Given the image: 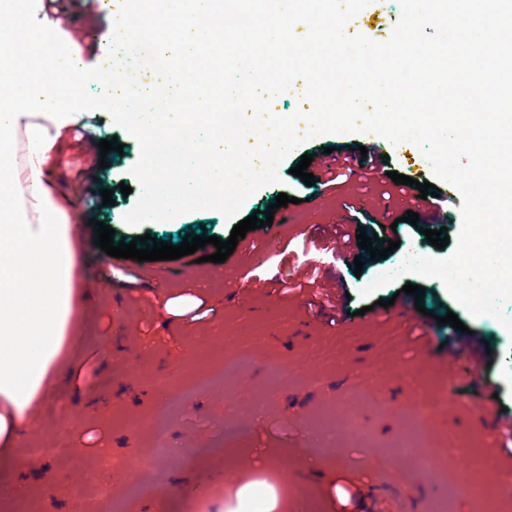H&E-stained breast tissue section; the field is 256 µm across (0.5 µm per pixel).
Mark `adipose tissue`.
Returning <instances> with one entry per match:
<instances>
[{"mask_svg":"<svg viewBox=\"0 0 512 512\" xmlns=\"http://www.w3.org/2000/svg\"><path fill=\"white\" fill-rule=\"evenodd\" d=\"M45 18L0 55V149L23 145L20 162L0 159V447L24 432L27 410L61 368L64 347L81 317L74 305L76 255L71 211L62 204L54 160L77 122L83 78L55 49ZM38 73L24 77L19 58L35 55Z\"/></svg>","mask_w":512,"mask_h":512,"instance_id":"obj_1","label":"adipose tissue"}]
</instances>
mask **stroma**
Listing matches in <instances>:
<instances>
[{"mask_svg":"<svg viewBox=\"0 0 512 512\" xmlns=\"http://www.w3.org/2000/svg\"><path fill=\"white\" fill-rule=\"evenodd\" d=\"M94 0H19L26 15L48 16L55 24V42L75 51L80 68L101 65L113 27ZM397 0H371L345 32L388 40L400 18ZM95 31L94 40L81 38ZM82 124L92 139L69 133L58 176L77 222L71 236L78 252L76 284L84 294V320L65 352V368L48 381L45 393L28 410L30 427L10 453H0V512H11L13 499L28 503V512H66V501L86 488L89 472L112 487V499L122 512H219L235 504L238 490L249 483L273 487L275 512H386L375 495L379 486L415 494L417 512H512L500 495L491 499H455L450 474L442 460L458 437L467 438L463 451L486 479L500 449L484 425L473 422L467 402H486L512 413V334L494 317H474L454 301L435 278L403 275L375 295L362 297L387 259L362 255L355 269L353 255L336 259L331 251L305 252L313 226L338 224L348 233L364 228L367 235L397 238L402 248L424 246L427 256H448V249L428 245L420 228L403 222L406 211L421 212L422 200L385 202L382 193L391 179L368 181L351 176L336 185L308 186L291 174L302 155L322 157L328 147L354 157L359 147L384 153L385 170L419 182H434L432 167L412 142L392 144L375 133L325 134L295 148L278 166L277 183L262 187L244 204L242 216L266 210L278 193L288 191L297 202L285 222L252 246L237 244L225 262H210L213 245L196 256L177 260L137 262L108 256L96 247L92 220L111 225L115 240L131 241L145 234L163 238L184 235L198 224L212 235L228 238L231 221L218 211L201 210L167 222L138 227L123 217L135 206L138 181L131 169L139 158L138 142L112 116L83 113ZM118 139L125 153L109 152L99 168L98 140ZM130 185L122 195L118 184ZM111 189L114 206L102 203L100 192ZM320 269L319 283L339 291V303L325 313L310 307L306 288L309 265ZM296 288L283 292L281 282ZM425 287L426 312L416 320L377 306V299L398 298L404 283ZM188 297L190 310L171 313L168 300ZM451 310L492 349L489 368L477 371L467 352L447 363L443 351L454 328L437 324L439 310ZM123 339L113 348L109 339ZM241 353L245 367L229 387L194 394L186 389L200 372L219 373L222 352ZM282 373L279 385L268 382L271 368ZM433 398L426 428L427 453L434 456L427 470L430 484L417 489V468L404 455H392L389 445L403 426L405 406L415 397ZM166 402L176 403L166 417L168 451H154L149 432L129 431L128 416H154ZM341 405L336 415V441L318 433L314 416L326 405ZM356 408L349 417L348 408ZM70 414L67 430L76 455L53 450L61 413ZM41 441L46 449L32 464L34 483L22 485L20 466L29 463L26 449ZM148 462L155 486L136 488L134 467Z\"/></svg>","mask_w":512,"mask_h":512,"instance_id":"obj_1","label":"stroma"}]
</instances>
